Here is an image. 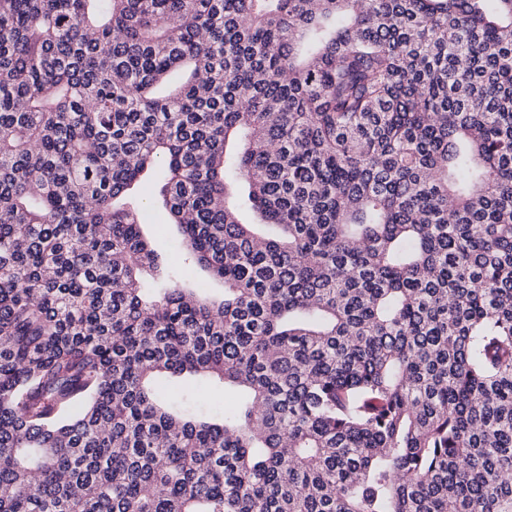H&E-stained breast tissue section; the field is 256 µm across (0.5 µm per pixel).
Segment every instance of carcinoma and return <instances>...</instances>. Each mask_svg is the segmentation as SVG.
<instances>
[{"instance_id": "1", "label": "carcinoma", "mask_w": 512, "mask_h": 512, "mask_svg": "<svg viewBox=\"0 0 512 512\" xmlns=\"http://www.w3.org/2000/svg\"><path fill=\"white\" fill-rule=\"evenodd\" d=\"M0 512H512V0H0ZM144 232L152 240L154 247L166 258L171 257L173 261L178 260V255L174 251L176 229L167 224L165 211L157 204L152 203L144 213Z\"/></svg>"}]
</instances>
